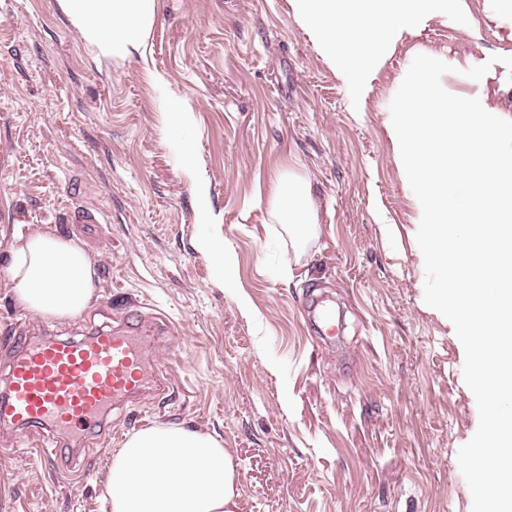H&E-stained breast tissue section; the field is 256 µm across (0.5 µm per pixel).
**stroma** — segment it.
Wrapping results in <instances>:
<instances>
[{
    "instance_id": "stroma-1",
    "label": "stroma",
    "mask_w": 512,
    "mask_h": 512,
    "mask_svg": "<svg viewBox=\"0 0 512 512\" xmlns=\"http://www.w3.org/2000/svg\"><path fill=\"white\" fill-rule=\"evenodd\" d=\"M419 54L452 65L448 92L512 121L502 0L452 2L422 21L361 96L290 0H157L135 57L98 52L59 0H0V229L74 239L98 283L69 320L23 312L0 287V375L2 337L79 338L126 321L156 325L149 361L163 371L82 452L59 439L40 463L0 431V512H109L112 451L147 424L230 448L240 512H472L457 453L477 404L453 324L424 305L421 210L388 133ZM486 62L483 78L466 77ZM175 99L192 117L191 175L166 127ZM286 171L311 189L317 222L302 239L272 215ZM201 182L237 257L233 291L198 247ZM82 213L95 223H75ZM323 298L343 315L334 342L317 332Z\"/></svg>"
}]
</instances>
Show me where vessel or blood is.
Instances as JSON below:
<instances>
[{"mask_svg": "<svg viewBox=\"0 0 512 512\" xmlns=\"http://www.w3.org/2000/svg\"><path fill=\"white\" fill-rule=\"evenodd\" d=\"M155 336L140 324L79 339L18 338L0 392V428L46 451L50 436L102 431L112 409L146 390Z\"/></svg>", "mask_w": 512, "mask_h": 512, "instance_id": "b4317fda", "label": "vessel or blood"}]
</instances>
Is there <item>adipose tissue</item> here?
<instances>
[{
	"label": "adipose tissue",
	"mask_w": 512,
	"mask_h": 512,
	"mask_svg": "<svg viewBox=\"0 0 512 512\" xmlns=\"http://www.w3.org/2000/svg\"><path fill=\"white\" fill-rule=\"evenodd\" d=\"M86 40L123 57L141 52L156 16L157 0H61ZM447 0H293L298 20L334 65L338 77L363 91L395 42ZM273 215L305 235L316 221L308 182L278 178ZM198 245L225 287H235L236 257L199 199ZM5 269L14 303L40 317L68 319L90 305L97 288L94 260L78 242L47 232L15 236ZM110 512H239L240 474L215 437L180 425L135 432L112 453L105 481Z\"/></svg>",
	"instance_id": "1"
}]
</instances>
